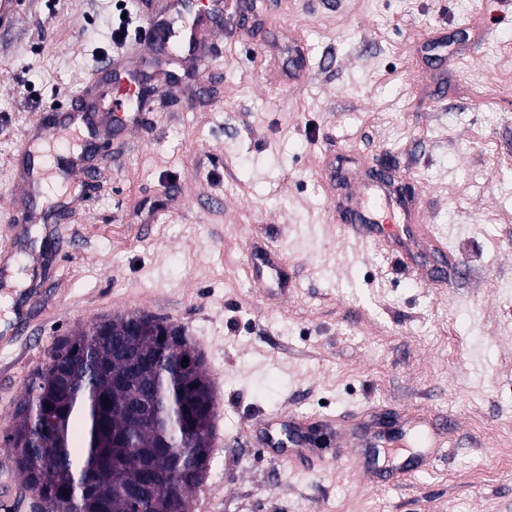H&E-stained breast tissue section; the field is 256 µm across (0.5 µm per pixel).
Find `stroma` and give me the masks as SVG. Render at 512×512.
Here are the masks:
<instances>
[{
  "label": "stroma",
  "mask_w": 512,
  "mask_h": 512,
  "mask_svg": "<svg viewBox=\"0 0 512 512\" xmlns=\"http://www.w3.org/2000/svg\"><path fill=\"white\" fill-rule=\"evenodd\" d=\"M113 0H24L0 28V436L54 342L79 324L150 313L202 353L218 411L190 512H512V0H263L248 30L216 24L207 57L146 54L153 86L87 136L93 185L27 194L20 149L113 45ZM108 81L85 95L109 108ZM411 184L446 256L356 248L332 220L326 164ZM171 192H163V184ZM277 250L268 300L243 270ZM42 289L48 310L28 308ZM366 407L408 424L455 415L416 472L372 483L311 445L285 468L251 420L313 424Z\"/></svg>",
  "instance_id": "stroma-1"
}]
</instances>
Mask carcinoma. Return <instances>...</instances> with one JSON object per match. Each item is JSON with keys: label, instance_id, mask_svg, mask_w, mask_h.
<instances>
[{"label": "carcinoma", "instance_id": "cac0c4a2", "mask_svg": "<svg viewBox=\"0 0 512 512\" xmlns=\"http://www.w3.org/2000/svg\"><path fill=\"white\" fill-rule=\"evenodd\" d=\"M183 326L115 314L57 340L31 376L3 436L23 484L52 512H180L209 469L218 402L204 359L180 370ZM140 358L126 374L124 354ZM156 389L160 425L126 408ZM152 482L138 509L128 491Z\"/></svg>", "mask_w": 512, "mask_h": 512}]
</instances>
